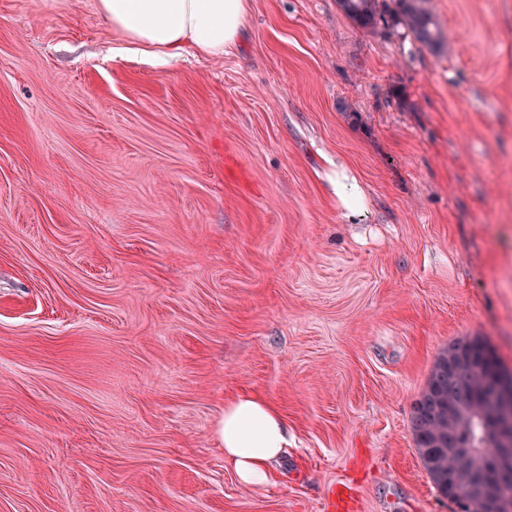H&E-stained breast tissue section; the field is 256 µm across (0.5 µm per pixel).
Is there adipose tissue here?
I'll use <instances>...</instances> for the list:
<instances>
[{
    "label": "adipose tissue",
    "instance_id": "adipose-tissue-1",
    "mask_svg": "<svg viewBox=\"0 0 512 512\" xmlns=\"http://www.w3.org/2000/svg\"><path fill=\"white\" fill-rule=\"evenodd\" d=\"M96 7L129 50L144 57L175 58L190 51L220 58L236 43L248 0H97ZM326 179L346 217L359 215L365 195L357 179L341 165ZM215 433L224 446L225 467L246 487L268 485L289 444L282 415L251 394L225 400Z\"/></svg>",
    "mask_w": 512,
    "mask_h": 512
}]
</instances>
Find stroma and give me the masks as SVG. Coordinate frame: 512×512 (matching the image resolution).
Segmentation results:
<instances>
[{"label":"stroma","mask_w":512,"mask_h":512,"mask_svg":"<svg viewBox=\"0 0 512 512\" xmlns=\"http://www.w3.org/2000/svg\"><path fill=\"white\" fill-rule=\"evenodd\" d=\"M429 6L438 55L249 0L161 63L95 0H0V512H457L411 416L460 337L512 370V0ZM237 393L292 436L262 488L214 434ZM325 176L336 199L345 211V217L351 218L359 215L363 210L365 195L357 179L349 176L346 168L338 163H336V169L330 170Z\"/></svg>","instance_id":"stroma-1"}]
</instances>
